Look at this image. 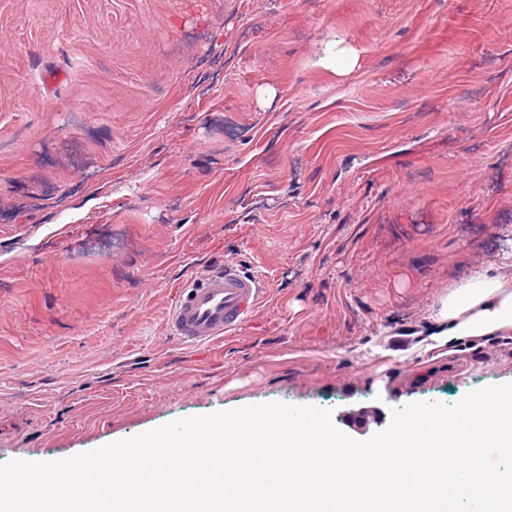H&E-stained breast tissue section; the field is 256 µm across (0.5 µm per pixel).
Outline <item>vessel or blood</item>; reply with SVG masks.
<instances>
[{
  "label": "vessel or blood",
  "instance_id": "1",
  "mask_svg": "<svg viewBox=\"0 0 512 512\" xmlns=\"http://www.w3.org/2000/svg\"><path fill=\"white\" fill-rule=\"evenodd\" d=\"M264 292L261 278L233 260L203 268L178 289L167 326L179 344L223 341L255 314Z\"/></svg>",
  "mask_w": 512,
  "mask_h": 512
}]
</instances>
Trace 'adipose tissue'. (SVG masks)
I'll list each match as a JSON object with an SVG mask.
<instances>
[{
	"mask_svg": "<svg viewBox=\"0 0 512 512\" xmlns=\"http://www.w3.org/2000/svg\"><path fill=\"white\" fill-rule=\"evenodd\" d=\"M512 254L453 286L434 312L438 345L512 331Z\"/></svg>",
	"mask_w": 512,
	"mask_h": 512,
	"instance_id": "adipose-tissue-1",
	"label": "adipose tissue"
}]
</instances>
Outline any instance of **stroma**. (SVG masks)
<instances>
[{
  "label": "stroma",
  "mask_w": 512,
  "mask_h": 512,
  "mask_svg": "<svg viewBox=\"0 0 512 512\" xmlns=\"http://www.w3.org/2000/svg\"><path fill=\"white\" fill-rule=\"evenodd\" d=\"M511 251L512 0H0V463L512 383V333L427 341ZM225 259L264 302L177 344ZM261 278L234 260H224L190 276L170 307V336L187 347L224 340L255 314L264 292Z\"/></svg>",
  "instance_id": "1"
}]
</instances>
